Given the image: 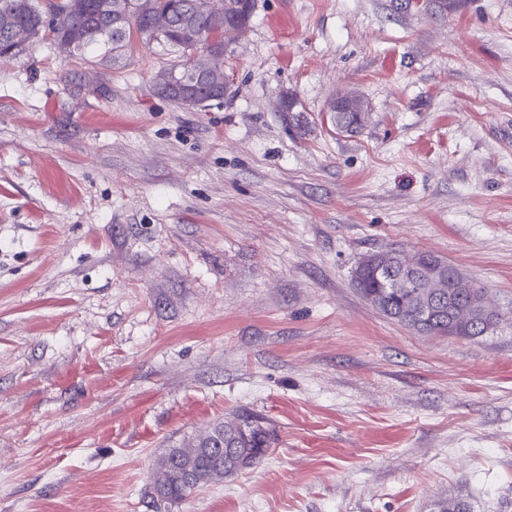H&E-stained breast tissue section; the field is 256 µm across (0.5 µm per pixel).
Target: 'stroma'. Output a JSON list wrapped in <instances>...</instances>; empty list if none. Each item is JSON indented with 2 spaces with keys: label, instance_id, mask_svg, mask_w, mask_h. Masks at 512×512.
Returning <instances> with one entry per match:
<instances>
[{
  "label": "stroma",
  "instance_id": "35a3bbf8",
  "mask_svg": "<svg viewBox=\"0 0 512 512\" xmlns=\"http://www.w3.org/2000/svg\"><path fill=\"white\" fill-rule=\"evenodd\" d=\"M177 57L0 61V512H512V0H255L204 110L155 93ZM392 249L497 326L385 317L352 272ZM242 413L260 462L153 500ZM334 107L336 127L345 128L346 132H355L362 127L365 116L361 117L359 112H365V108L360 98L349 94L342 95L336 100Z\"/></svg>",
  "mask_w": 512,
  "mask_h": 512
}]
</instances>
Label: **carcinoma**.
<instances>
[{
	"mask_svg": "<svg viewBox=\"0 0 512 512\" xmlns=\"http://www.w3.org/2000/svg\"><path fill=\"white\" fill-rule=\"evenodd\" d=\"M246 0H0V60L9 61L37 42L54 47L66 43L76 49L89 48L101 61L117 69L125 65L128 48L136 39L145 47L168 46L179 53L178 61L164 70L168 82L165 98L183 107L187 95L180 80L195 68L194 54L212 49L224 52L225 37L230 33L224 16L243 17ZM120 13L124 24L107 31L111 15ZM200 35V43L191 42L186 25ZM336 126L350 132L362 127L364 118L357 112H338ZM403 255L392 250L370 253L357 263L352 282L367 301H375L379 311L418 333L477 338L488 333L499 321V314L476 323L464 317L454 320L451 311L470 307L485 289L476 287L468 294L444 288L436 296L433 313L419 316L422 285L389 287L391 272L401 268ZM271 443V432L260 418L242 415L231 423H218L210 432L187 447L170 448L154 467L153 489L162 500L176 501L195 488L231 477L256 463ZM434 512H470L467 501L446 498L434 504Z\"/></svg>",
	"mask_w": 512,
	"mask_h": 512,
	"instance_id": "obj_1",
	"label": "carcinoma"
}]
</instances>
